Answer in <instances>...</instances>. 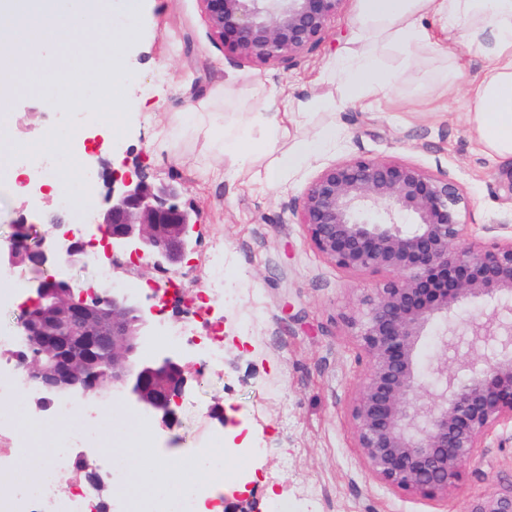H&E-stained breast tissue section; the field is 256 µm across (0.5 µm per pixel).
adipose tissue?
<instances>
[{"label":"adipose tissue","mask_w":512,"mask_h":512,"mask_svg":"<svg viewBox=\"0 0 512 512\" xmlns=\"http://www.w3.org/2000/svg\"><path fill=\"white\" fill-rule=\"evenodd\" d=\"M428 14L438 17L443 29L451 33L468 23L465 45L487 61L484 79L468 94V120L487 154L512 160V0H356V29L350 48L336 65L339 78L359 100L384 95L390 77L381 72L376 57L364 50V43L382 41L406 55L431 48L434 36L423 23ZM292 109L288 99L280 111L266 113L260 140L239 134L224 141L225 151L244 161L258 153L273 155L270 167L253 174L265 185L279 183L282 174L305 164L319 150L316 144L300 142L280 152V143L290 136L287 122ZM141 439L134 429L121 426L116 430L130 484L143 496L174 492L188 477L181 462L160 464L140 458Z\"/></svg>","instance_id":"adipose-tissue-1"}]
</instances>
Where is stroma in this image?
Returning a JSON list of instances; mask_svg holds the SVG:
<instances>
[{
    "label": "stroma",
    "mask_w": 512,
    "mask_h": 512,
    "mask_svg": "<svg viewBox=\"0 0 512 512\" xmlns=\"http://www.w3.org/2000/svg\"><path fill=\"white\" fill-rule=\"evenodd\" d=\"M355 26V0H343L323 38L273 65L240 60L211 34L200 0H142L141 36L124 54L137 77L127 91L129 126L91 130L80 149L92 164L95 211L106 206L113 170L182 189L199 225L195 254L224 243V278L239 293L224 307V361L196 373V352L183 353L189 378L170 424L149 421L156 461L187 457L211 444L235 448L234 480H215L212 494L237 512H466L474 499L512 484V422L492 430L486 448L468 463L448 497H422L381 484L356 446L350 406L367 375L352 334L356 297L378 287L383 274L351 273L325 260L308 241L290 205L326 166L358 156L415 165L458 181L468 199L461 220L471 232L512 218V165L477 144L467 119V92L484 77L480 53L455 45L403 57L371 45L392 77L378 101L347 95L327 67L344 56ZM454 87L440 94L441 79ZM333 100L290 125L291 140L324 142L320 154L283 175L277 187L249 182L224 152V138L250 129L257 113L275 111L282 97ZM199 118L169 131L182 113ZM56 116L19 78L9 104L16 140L38 141ZM179 126V125H178ZM26 215L35 227L68 224L72 212L42 192L0 187V239Z\"/></svg>",
    "instance_id": "obj_1"
}]
</instances>
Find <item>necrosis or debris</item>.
<instances>
[{"instance_id":"1","label":"necrosis or debris","mask_w":512,"mask_h":512,"mask_svg":"<svg viewBox=\"0 0 512 512\" xmlns=\"http://www.w3.org/2000/svg\"><path fill=\"white\" fill-rule=\"evenodd\" d=\"M236 291L228 287L218 274H208L202 288L186 298L187 314L177 324L163 328L159 341L174 348L200 344L206 362L216 365L224 359L222 326H214L206 340H198L193 322L197 306L207 297L233 300ZM28 393L25 372L16 364L0 359V401H9V409L0 408V512H99V502L81 483H74L67 493H60L58 481L71 469L72 455L77 448H95L105 434L101 421L111 415L112 406L121 399L110 393L102 403L84 405L70 398L56 400L55 417L65 425L56 436L41 472L37 486H30L25 475L24 460L15 453L16 444L25 439L26 429L16 418L15 410ZM222 504L208 494L205 481L196 479L183 484L173 499L152 502L149 512H221Z\"/></svg>"}]
</instances>
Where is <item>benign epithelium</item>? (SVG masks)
Segmentation results:
<instances>
[{"label": "benign epithelium", "mask_w": 512, "mask_h": 512, "mask_svg": "<svg viewBox=\"0 0 512 512\" xmlns=\"http://www.w3.org/2000/svg\"><path fill=\"white\" fill-rule=\"evenodd\" d=\"M209 26L241 59L270 64L321 40L341 0H201ZM178 187L129 174L112 177L105 209L83 237L55 224L32 239L26 217L15 221L0 267H28L27 310L20 331L39 337L41 356L17 364L41 395L87 398L104 381L121 386L133 407L168 420L188 378L178 352L131 356L157 335V309L107 278L74 300L68 267L101 238L113 267L147 258L174 268L194 250L197 221L176 203ZM468 201L457 182L413 165L364 156L334 163L312 182L296 214L315 250L349 272L386 274L358 299L351 321L368 361V376L351 406L357 447L374 476L395 491L448 495L467 461L500 422L512 421V224H487L488 245H460ZM493 306L483 323H461L472 300ZM440 321L441 355L422 380L418 346ZM101 353L110 371L82 367ZM467 512H512V484L472 501Z\"/></svg>", "instance_id": "obj_1"}]
</instances>
